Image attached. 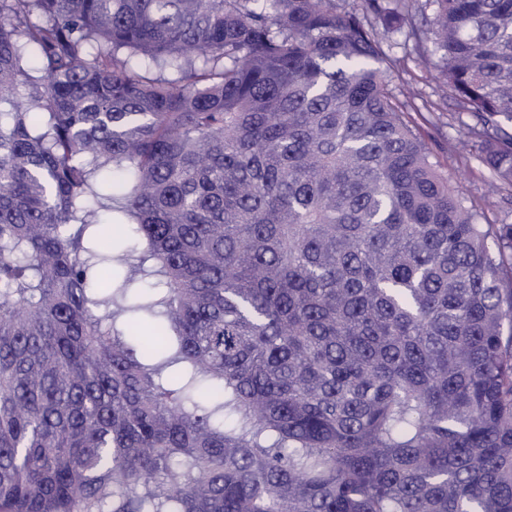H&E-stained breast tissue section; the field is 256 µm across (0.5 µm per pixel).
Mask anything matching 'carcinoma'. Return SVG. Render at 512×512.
<instances>
[{"label":"carcinoma","mask_w":512,"mask_h":512,"mask_svg":"<svg viewBox=\"0 0 512 512\" xmlns=\"http://www.w3.org/2000/svg\"><path fill=\"white\" fill-rule=\"evenodd\" d=\"M0 0V512H512V0ZM381 22L379 33L368 20ZM382 48L400 60L389 74V88L395 102H408L406 120L429 148L432 161L452 178L466 204L478 210L483 224H512V185L492 187L489 169L477 158L478 147L463 134L473 118L439 79V56L429 52L422 60L403 34L383 40Z\"/></svg>","instance_id":"cac0c4a2"}]
</instances>
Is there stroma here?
<instances>
[{"mask_svg":"<svg viewBox=\"0 0 512 512\" xmlns=\"http://www.w3.org/2000/svg\"><path fill=\"white\" fill-rule=\"evenodd\" d=\"M382 48L399 61L389 74V87L396 102L405 103V117L429 148L433 162L448 173L483 223L512 224V185L492 186L477 146L463 134L472 117L439 79L438 55L420 58L401 34L384 40Z\"/></svg>","mask_w":512,"mask_h":512,"instance_id":"stroma-1","label":"stroma"}]
</instances>
